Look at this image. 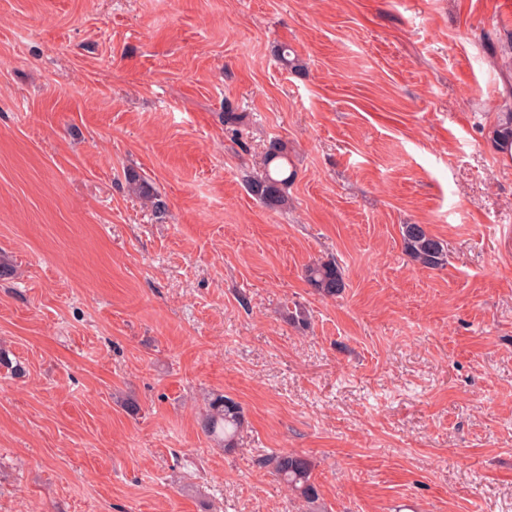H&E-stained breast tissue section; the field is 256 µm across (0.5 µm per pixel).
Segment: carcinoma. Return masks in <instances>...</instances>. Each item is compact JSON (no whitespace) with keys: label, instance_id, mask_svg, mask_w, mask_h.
<instances>
[{"label":"carcinoma","instance_id":"1","mask_svg":"<svg viewBox=\"0 0 512 512\" xmlns=\"http://www.w3.org/2000/svg\"><path fill=\"white\" fill-rule=\"evenodd\" d=\"M295 173L288 159L287 145L281 141L269 144L262 171L248 181L251 194L270 209L288 206V186ZM139 197L149 203L157 215L166 211V204L152 186L131 177ZM400 233L403 248L410 259L421 268L435 269L448 261V249L443 241L430 234L422 224H402ZM308 284L325 297H334L345 288L343 274L334 261L312 263L305 268ZM244 424L241 405L233 398L220 395L209 404V411L201 420L203 433L216 440L226 451L237 445ZM264 464L304 503L306 512H325L320 493L313 479L315 464L309 457L298 453H283L268 457Z\"/></svg>","mask_w":512,"mask_h":512}]
</instances>
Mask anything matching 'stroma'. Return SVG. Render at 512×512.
<instances>
[{"instance_id":"stroma-1","label":"stroma","mask_w":512,"mask_h":512,"mask_svg":"<svg viewBox=\"0 0 512 512\" xmlns=\"http://www.w3.org/2000/svg\"><path fill=\"white\" fill-rule=\"evenodd\" d=\"M503 11L0 0V512H304L262 464L284 452L328 512H512ZM277 139L282 210L247 187ZM331 259L325 298L304 268ZM218 395L245 415L228 453ZM400 233L405 253L420 268L435 269L447 263V246L430 234L424 225L404 224ZM308 284L325 297H335L345 288L343 274L334 261L312 263L305 268ZM244 424L241 405L233 398L220 395L209 404V411L201 420L203 433L216 440L224 451L237 445L239 433Z\"/></svg>"}]
</instances>
